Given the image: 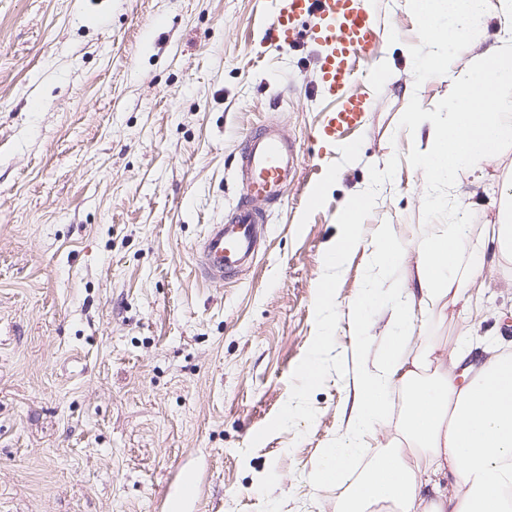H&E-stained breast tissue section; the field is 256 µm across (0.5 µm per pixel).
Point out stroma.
Listing matches in <instances>:
<instances>
[{"instance_id": "1", "label": "stroma", "mask_w": 512, "mask_h": 512, "mask_svg": "<svg viewBox=\"0 0 512 512\" xmlns=\"http://www.w3.org/2000/svg\"><path fill=\"white\" fill-rule=\"evenodd\" d=\"M374 4L388 36L360 69L366 123L330 148L321 50L273 43L270 0H0V512H330L343 489L314 467L348 427L354 305L378 352L422 229L462 203L496 223L512 180L511 145L455 187L418 167L403 115L447 111L469 57L438 67L408 0ZM269 122L297 174L252 265L205 280L195 246L237 204L241 143ZM367 193L362 243L320 306L337 215ZM380 224L407 261L363 304ZM484 263L473 365L484 340L512 350V263ZM464 329L452 307L417 315L415 338L451 350Z\"/></svg>"}]
</instances>
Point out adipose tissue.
Here are the masks:
<instances>
[{
	"mask_svg": "<svg viewBox=\"0 0 512 512\" xmlns=\"http://www.w3.org/2000/svg\"><path fill=\"white\" fill-rule=\"evenodd\" d=\"M422 35L437 48L465 49L485 36L488 0H411ZM448 16L452 25L440 28ZM447 112H410L406 118L427 133L422 164L437 180L455 182L462 167L480 168L512 145V39L485 47L451 74ZM369 199H350L341 209L344 231L323 255L339 267L360 244L357 226ZM494 247L512 260V182H505L498 220L475 224L469 217L441 224L417 243L418 292L394 288L391 339L358 370L351 425L318 462L320 481L343 485L332 512H512V353L488 343L480 367L467 366V347L455 356L411 351L415 309L446 313L462 305L480 311L486 286L483 251ZM405 401L398 427L403 448L383 449L362 461L360 439L374 431L394 392Z\"/></svg>",
	"mask_w": 512,
	"mask_h": 512,
	"instance_id": "1",
	"label": "adipose tissue"
}]
</instances>
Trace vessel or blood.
<instances>
[{
  "instance_id": "vessel-or-blood-1",
  "label": "vessel or blood",
  "mask_w": 512,
  "mask_h": 512,
  "mask_svg": "<svg viewBox=\"0 0 512 512\" xmlns=\"http://www.w3.org/2000/svg\"><path fill=\"white\" fill-rule=\"evenodd\" d=\"M270 30L280 46L291 45L299 25L308 24L310 39L325 50L319 68V91L329 103L318 129L322 143L336 145L346 130L358 127L367 110L353 88L356 60L370 56L386 35L371 0H274ZM299 152L278 126L249 134L238 160L240 200L223 223L208 225L196 247L201 274L223 281L257 257L267 232L268 212L282 198L296 173Z\"/></svg>"
}]
</instances>
